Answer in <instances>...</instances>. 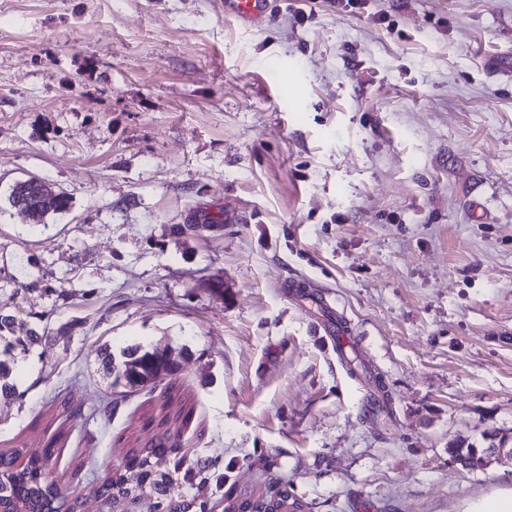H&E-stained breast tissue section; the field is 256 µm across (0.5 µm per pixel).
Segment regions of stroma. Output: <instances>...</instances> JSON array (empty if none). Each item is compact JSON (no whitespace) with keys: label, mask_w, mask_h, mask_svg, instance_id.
Segmentation results:
<instances>
[{"label":"stroma","mask_w":512,"mask_h":512,"mask_svg":"<svg viewBox=\"0 0 512 512\" xmlns=\"http://www.w3.org/2000/svg\"><path fill=\"white\" fill-rule=\"evenodd\" d=\"M386 14L389 24L378 21ZM512 0H0V313L46 331L0 404V453L50 451L80 512L168 436L189 512L287 488L302 512H470L512 466ZM63 190L36 224L18 180ZM220 218L206 228L203 217ZM186 232H178V225ZM381 376L351 377L328 321ZM169 347L125 393L97 351ZM112 400V417L102 412ZM273 1L224 0V17L234 20L241 27H262L270 19ZM20 185H26L30 184L24 193H22L20 196H14L13 193L10 192L8 201L11 204V206H15L20 201H27L35 198V190L32 187L31 184H34L38 186L42 192L43 199L46 202L54 201L56 200L61 194H64L60 189H57L55 185L52 183L46 182L44 180L38 179V178H29L27 180L18 181ZM27 191V194L25 192ZM70 201L69 198L64 195L58 200L52 202L51 204V213L50 215H57L61 214L69 209ZM16 208H18L20 211H23L29 215H31L33 218L38 219L40 217L41 207L34 205V206H27L23 203H18L16 205ZM486 448H476L473 444L456 443L448 446L450 460L462 461L463 469L482 471L492 463L486 453Z\"/></svg>","instance_id":"stroma-1"}]
</instances>
